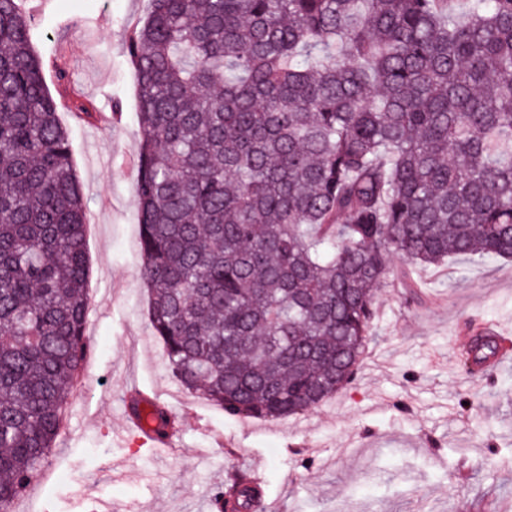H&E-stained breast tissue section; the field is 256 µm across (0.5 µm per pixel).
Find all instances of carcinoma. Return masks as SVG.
Instances as JSON below:
<instances>
[{
  "label": "carcinoma",
  "mask_w": 512,
  "mask_h": 512,
  "mask_svg": "<svg viewBox=\"0 0 512 512\" xmlns=\"http://www.w3.org/2000/svg\"><path fill=\"white\" fill-rule=\"evenodd\" d=\"M31 30L0 0V512L88 349L85 191ZM127 50L149 325L226 414L348 386L390 257L512 259V0H151ZM501 349L486 330L461 362Z\"/></svg>",
  "instance_id": "obj_1"
}]
</instances>
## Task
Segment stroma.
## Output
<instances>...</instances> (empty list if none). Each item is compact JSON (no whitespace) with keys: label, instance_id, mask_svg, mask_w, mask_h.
Masks as SVG:
<instances>
[{"label":"stroma","instance_id":"1","mask_svg":"<svg viewBox=\"0 0 512 512\" xmlns=\"http://www.w3.org/2000/svg\"><path fill=\"white\" fill-rule=\"evenodd\" d=\"M86 187L94 344L38 478L17 512H201L237 465L264 477L262 512H512V352L465 374L456 352L491 328L512 336V260L419 268L411 297L393 259L355 381L303 414L231 417L184 390L147 318L140 257L131 30L149 0H21ZM66 69L68 81L57 78ZM88 114H75L76 104ZM157 394L182 426L158 456L115 439L126 393Z\"/></svg>","mask_w":512,"mask_h":512}]
</instances>
